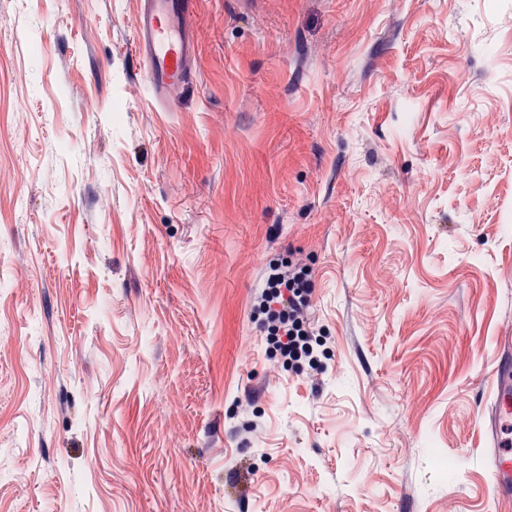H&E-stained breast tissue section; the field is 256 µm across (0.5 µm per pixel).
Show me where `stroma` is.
<instances>
[{"mask_svg": "<svg viewBox=\"0 0 512 512\" xmlns=\"http://www.w3.org/2000/svg\"><path fill=\"white\" fill-rule=\"evenodd\" d=\"M198 2L159 112L136 0H0V512H512V0ZM295 283V275L292 278L273 275L268 280L267 288L269 290L265 298L268 303L275 305L276 308L288 310L290 315L303 318V307L306 303L302 298H299V289L294 288ZM494 401L485 416L484 427L492 448L488 450L491 479L487 493L499 501L512 498V439L509 420L512 415V362L500 360L494 371Z\"/></svg>", "mask_w": 512, "mask_h": 512, "instance_id": "obj_1", "label": "stroma"}]
</instances>
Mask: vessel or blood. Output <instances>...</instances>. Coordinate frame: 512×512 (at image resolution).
Here are the masks:
<instances>
[{
  "label": "vessel or blood",
  "instance_id": "b4317fda",
  "mask_svg": "<svg viewBox=\"0 0 512 512\" xmlns=\"http://www.w3.org/2000/svg\"><path fill=\"white\" fill-rule=\"evenodd\" d=\"M196 0H137L133 43L152 101L168 110L189 92L199 37L192 26ZM491 479L487 493L512 499V363L494 371V401L484 419Z\"/></svg>",
  "mask_w": 512,
  "mask_h": 512
}]
</instances>
